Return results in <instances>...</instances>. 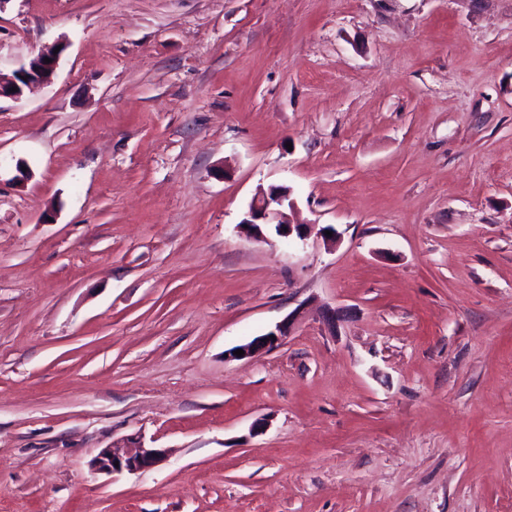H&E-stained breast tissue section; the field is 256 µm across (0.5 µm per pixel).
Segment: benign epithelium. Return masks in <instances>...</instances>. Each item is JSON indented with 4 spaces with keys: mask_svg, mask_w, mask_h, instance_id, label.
Returning <instances> with one entry per match:
<instances>
[{
    "mask_svg": "<svg viewBox=\"0 0 512 512\" xmlns=\"http://www.w3.org/2000/svg\"><path fill=\"white\" fill-rule=\"evenodd\" d=\"M46 58L51 59V62H44ZM60 58L61 53H56L52 49L41 51L34 56L28 67L38 73L36 82L49 81L59 66ZM292 207L289 192L279 186L272 187L252 199L241 225L247 226V230L254 233L257 238L264 237L261 226L272 225L276 233L282 237L294 235L304 240L311 232V225L291 223L287 210ZM293 322L294 315L290 314L276 325L275 329L240 346L244 351L243 357H255L276 349L290 333ZM165 460V450L147 447L140 439L135 438L121 450L113 446L101 449L91 460L90 465L92 470L99 473H137L151 469Z\"/></svg>",
    "mask_w": 512,
    "mask_h": 512,
    "instance_id": "obj_1",
    "label": "benign epithelium"
}]
</instances>
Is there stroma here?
<instances>
[{"mask_svg": "<svg viewBox=\"0 0 512 512\" xmlns=\"http://www.w3.org/2000/svg\"><path fill=\"white\" fill-rule=\"evenodd\" d=\"M55 44L0 99V512H512V0L0 7V77ZM273 185L335 239L247 234ZM62 52V49L58 53H54V49L40 51L29 61L27 67L24 65L18 70L13 82L7 84V82H2L0 79V99L2 97L19 99L23 95L25 88L33 84L48 82L59 66ZM45 58L51 59V62L45 63ZM31 67L38 73V76L34 82H28V86L24 87L17 81L16 77H22L24 75L23 70L31 71ZM12 87H17L18 91H12ZM294 314L288 315L282 322L276 325L274 330L269 331L268 333L258 336L247 344L241 345L235 348L231 355L233 357H255L261 354L269 353L276 349L284 340L286 336L290 333L294 322ZM272 336H275V339H272ZM242 349L244 354L241 356L234 355V351ZM129 445L122 450L106 447L102 448L91 460L92 470L99 473H137L151 469L166 460V451L161 448L147 447L137 437L131 438ZM118 461V466H115Z\"/></svg>", "mask_w": 512, "mask_h": 512, "instance_id": "obj_1", "label": "stroma"}]
</instances>
